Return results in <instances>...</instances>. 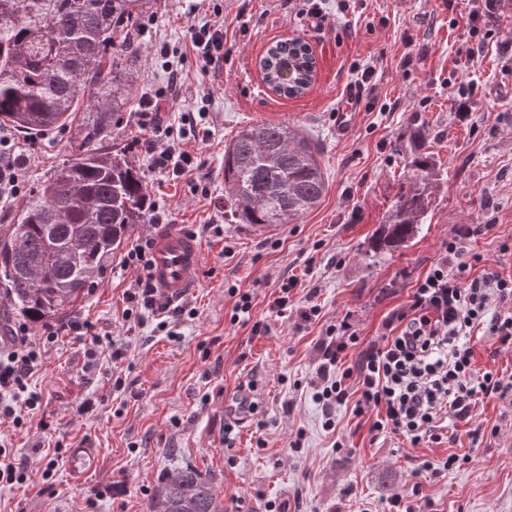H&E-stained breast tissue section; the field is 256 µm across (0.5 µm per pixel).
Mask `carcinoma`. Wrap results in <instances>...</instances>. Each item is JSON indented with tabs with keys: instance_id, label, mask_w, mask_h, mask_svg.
<instances>
[{
	"instance_id": "obj_1",
	"label": "carcinoma",
	"mask_w": 512,
	"mask_h": 512,
	"mask_svg": "<svg viewBox=\"0 0 512 512\" xmlns=\"http://www.w3.org/2000/svg\"><path fill=\"white\" fill-rule=\"evenodd\" d=\"M146 0H0V126L43 135L73 125L78 105L96 120L79 124L70 141L75 160L29 191L17 223L0 235V290L32 324L74 309L136 224H144L146 187L125 154L102 143L120 124L130 82L125 56L138 54L137 20ZM295 55L302 72L293 85L279 70ZM279 95L309 88L315 61L298 41H280L260 62ZM421 132L396 147L412 170L380 243L399 246L428 211L433 161L418 152ZM316 147L285 123H257L224 148V186L242 224H288L313 209L325 183ZM147 512H224L212 483L193 467L167 473Z\"/></svg>"
}]
</instances>
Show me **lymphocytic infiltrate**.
Segmentation results:
<instances>
[{
  "mask_svg": "<svg viewBox=\"0 0 512 512\" xmlns=\"http://www.w3.org/2000/svg\"><path fill=\"white\" fill-rule=\"evenodd\" d=\"M147 150L153 168L182 175L193 171L195 157L161 142L158 133L160 100L148 101ZM154 240L136 244L124 258L138 276L126 291L125 319L142 323L145 317L174 312L163 301L150 274ZM473 265L456 240L448 242V257L418 281L408 309L393 312L384 328V344L367 352L358 369L342 368L343 354L358 342L348 319L325 331L322 362L314 398L323 409V426L335 430L338 406L352 404L355 416H372L371 431H389L411 445L436 439L438 424L453 416L467 417L476 394L507 395L512 384L492 373L475 377L470 341L476 330L487 329L501 344L512 345V314L492 311V301L512 302V277L493 269L472 275ZM81 340L91 332L89 322L70 321L67 327L43 325L39 342L29 340L28 327L18 324L6 354L0 355V393L24 398L28 406L40 401L27 379L37 368L43 346L55 344L63 331Z\"/></svg>",
  "mask_w": 512,
  "mask_h": 512,
  "instance_id": "1",
  "label": "lymphocytic infiltrate"
}]
</instances>
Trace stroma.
Masks as SVG:
<instances>
[{
	"label": "stroma",
	"mask_w": 512,
	"mask_h": 512,
	"mask_svg": "<svg viewBox=\"0 0 512 512\" xmlns=\"http://www.w3.org/2000/svg\"><path fill=\"white\" fill-rule=\"evenodd\" d=\"M305 0H149L140 20L138 55L124 119L106 148H117L144 176L160 222L135 225L94 288L79 299L77 318L125 343L122 361L108 345L88 357L62 337L28 381L37 407L13 405L22 427L0 424V445L30 458L25 483L0 485V512H145L164 474L189 465L208 478L227 512H385L395 496L420 484L427 512H512V396H477L468 419L448 418L437 442L411 446L401 436L373 434L367 418L336 410V428L323 427L312 383L328 324L348 318L359 343L345 364L358 368L382 344L383 325L405 307L413 289L462 239L466 255L512 275V6L504 0H322L320 16ZM224 24V58L202 74L190 41L202 25ZM298 38L316 61L309 89L298 97L275 93L259 61L277 41ZM167 45L168 56L157 53ZM371 70L362 82L363 70ZM181 84H173V73ZM362 93L355 125L336 136V112L351 88ZM164 95L161 114L170 139L198 153V167L181 177L151 168L141 142L142 103ZM205 122L209 135L189 130ZM258 122L300 128L316 146L325 191L317 208L258 236L224 213V148ZM436 161L428 212L414 237L392 251L373 252L372 239L392 213L407 182L396 149L410 125ZM22 159L25 188L66 163L74 130L31 138L4 128ZM221 225L214 233L213 225ZM474 224L487 232L470 236ZM168 229L195 233L204 248L197 288L181 299L186 315L158 328L123 318L125 292L135 278L123 259L139 240ZM484 266V267H487ZM484 267L475 266V273ZM301 278L284 315L271 313L284 280ZM252 297L254 319L268 331L252 334L232 323L238 295ZM321 308L302 321L308 302ZM472 368L512 377V347L496 337L471 341ZM122 387H115V380ZM257 384L259 407L247 422L224 410L242 387ZM95 402L81 415L83 399ZM232 445H225V434ZM301 447H293L294 439ZM98 449L97 469L72 479L69 453ZM458 458L433 481H417L419 462ZM51 478L42 473L49 459ZM121 481L127 492L113 496Z\"/></svg>",
	"instance_id": "obj_1"
}]
</instances>
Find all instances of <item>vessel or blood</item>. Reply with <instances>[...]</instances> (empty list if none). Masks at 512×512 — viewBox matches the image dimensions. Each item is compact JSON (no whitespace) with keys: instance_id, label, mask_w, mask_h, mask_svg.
Returning a JSON list of instances; mask_svg holds the SVG:
<instances>
[{"instance_id":"obj_1","label":"vessel or blood","mask_w":512,"mask_h":512,"mask_svg":"<svg viewBox=\"0 0 512 512\" xmlns=\"http://www.w3.org/2000/svg\"><path fill=\"white\" fill-rule=\"evenodd\" d=\"M202 260L203 247L196 237L172 231L160 238L150 272L159 291L177 301L196 288ZM69 462L74 475L84 476L94 469L97 455L91 448H74Z\"/></svg>"}]
</instances>
